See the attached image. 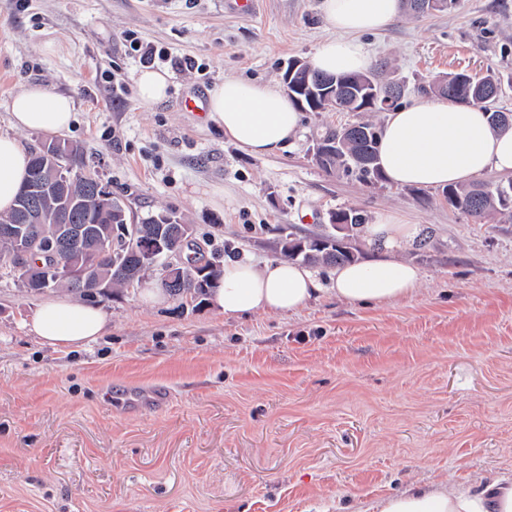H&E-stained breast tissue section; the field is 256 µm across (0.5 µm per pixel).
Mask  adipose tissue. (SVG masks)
Segmentation results:
<instances>
[{
  "label": "adipose tissue",
  "instance_id": "obj_1",
  "mask_svg": "<svg viewBox=\"0 0 512 512\" xmlns=\"http://www.w3.org/2000/svg\"><path fill=\"white\" fill-rule=\"evenodd\" d=\"M321 9L331 36L313 54L312 68L332 74L362 73L373 62L360 34L394 24L401 0H322ZM10 108L14 132L0 134V212L10 209L27 173L28 156L15 131L58 134L69 129L74 115L69 97L41 84L21 87ZM207 113L223 128L226 139L257 157L284 149L298 130V109L283 90L242 77L225 78L209 91ZM378 164L392 184L433 189L465 184L490 171L512 174V131L493 129L480 105L423 98L388 112ZM369 231L381 243L382 257L334 269L333 292L349 303L376 306L411 297L421 272L394 259L392 251L412 242L418 227L382 212ZM318 290L313 273L292 261L230 259L210 298L225 318L237 319L257 312L297 311ZM25 326L42 344L68 349L103 336L107 318L95 305L58 297L39 303ZM357 512H512V481L495 479L476 487H409L361 504Z\"/></svg>",
  "mask_w": 512,
  "mask_h": 512
}]
</instances>
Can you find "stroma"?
Returning <instances> with one entry per match:
<instances>
[{
	"mask_svg": "<svg viewBox=\"0 0 512 512\" xmlns=\"http://www.w3.org/2000/svg\"><path fill=\"white\" fill-rule=\"evenodd\" d=\"M321 0H0V133L26 84L75 102L63 132L140 220L173 211L197 262L282 259L287 235L354 210L356 259L383 211L418 225L395 258L421 271L380 307L320 291L298 311L225 318L205 298L150 306L142 288L94 295L105 336L64 351L25 322L54 289L0 274V512H353L415 484L512 480V223L476 219L441 190L323 169L313 145L382 112H302L295 137L254 157L182 102L228 76L282 84L329 38ZM164 49L167 98L136 95L129 38ZM388 79L419 85L494 69L512 112V0H458L363 35ZM229 202L217 206V191Z\"/></svg>",
	"mask_w": 512,
	"mask_h": 512,
	"instance_id": "35a3bbf8",
	"label": "stroma"
}]
</instances>
